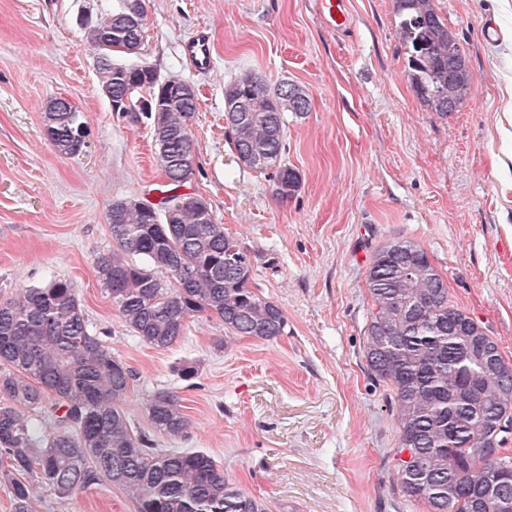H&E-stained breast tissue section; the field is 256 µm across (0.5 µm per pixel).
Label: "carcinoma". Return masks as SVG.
I'll list each match as a JSON object with an SVG mask.
<instances>
[{
	"instance_id": "obj_1",
	"label": "carcinoma",
	"mask_w": 512,
	"mask_h": 512,
	"mask_svg": "<svg viewBox=\"0 0 512 512\" xmlns=\"http://www.w3.org/2000/svg\"><path fill=\"white\" fill-rule=\"evenodd\" d=\"M395 4L412 87L446 116L471 91L464 50L433 0ZM145 23V0H113L87 39L112 111L128 97L146 103L122 117L151 121L168 190L146 208L112 202L107 221L115 246L96 256L94 272L125 327L150 347L172 346L202 315L219 319L232 336L275 340L287 319L252 284L253 254L224 233L207 201L189 202L180 192L197 167L190 130L196 93L160 105V85L188 83L161 78L145 60H114L139 54ZM224 104L238 161L268 175L276 198L288 199L301 175L283 162L287 114L309 112L306 91L246 73L224 87ZM42 125L60 155L84 149L86 123L67 100L48 102ZM366 287L374 312L364 357L392 390L404 494L429 512H512V454H497L500 433L512 425V366L470 316L448 303L446 283L419 243L397 238L382 245ZM132 381V370L89 329L71 280L54 278L0 303V473L9 478L14 512H29L35 482L63 499L104 479L128 491L136 512H267L207 452L157 448L136 430L122 408ZM49 401L61 411L51 429L34 421ZM147 412L159 434L182 437L191 427L172 391L155 392Z\"/></svg>"
}]
</instances>
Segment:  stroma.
Segmentation results:
<instances>
[{
    "instance_id": "1",
    "label": "stroma",
    "mask_w": 512,
    "mask_h": 512,
    "mask_svg": "<svg viewBox=\"0 0 512 512\" xmlns=\"http://www.w3.org/2000/svg\"><path fill=\"white\" fill-rule=\"evenodd\" d=\"M347 4L352 26L338 33L312 0H146L142 59L198 97L186 190L254 252L252 281L287 318L276 340L219 348L223 323L202 316L159 350L126 330L93 270L113 245L112 201L154 203L164 189L150 124L119 118L96 77L83 21L112 0H0V302L71 280L90 330L135 376L123 409L138 430L152 432L150 395L177 392L192 433H152L157 447L207 451L268 512H427L401 491L390 391L367 370L366 275L388 240L418 242L449 303L512 365V0H434L472 78L445 116L407 77L394 0ZM488 18L499 27L493 44L481 33ZM200 30L211 37L208 72L182 53ZM248 72L298 84L311 101L307 115L288 118L284 159L302 184L284 201L237 161L227 136L224 87ZM57 97L90 130L80 155L58 154L43 133L42 110ZM187 363L197 369L190 381L180 375ZM30 506L135 512L107 482L64 499L40 487Z\"/></svg>"
}]
</instances>
